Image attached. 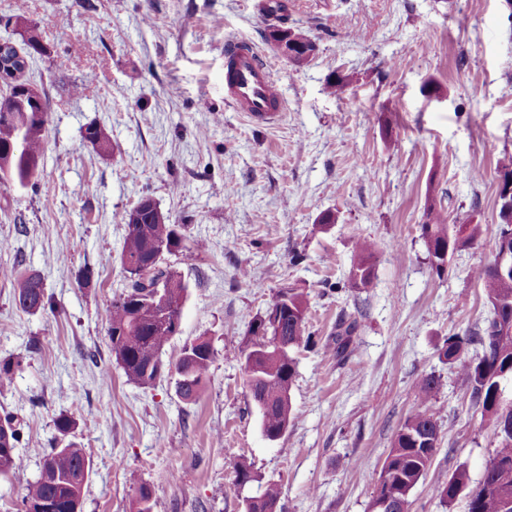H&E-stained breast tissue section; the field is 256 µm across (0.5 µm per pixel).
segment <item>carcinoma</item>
I'll return each instance as SVG.
<instances>
[{
  "mask_svg": "<svg viewBox=\"0 0 512 512\" xmlns=\"http://www.w3.org/2000/svg\"><path fill=\"white\" fill-rule=\"evenodd\" d=\"M35 50L16 49L0 54V71L22 68L18 55L29 59ZM43 104L27 103V111L0 113V185L24 188L32 183L43 152L46 109L49 101L41 95ZM84 140L103 152L111 148V138L105 128L89 125ZM496 224L468 221L448 224L442 211L429 208L426 221L420 225L421 236L432 258V268L441 275L446 271L438 252L452 255L475 243L489 240L492 252H500L505 237L512 233V221L504 210L498 212ZM127 234L121 253L124 272L137 270L147 273L146 283L126 288L112 301L107 333L112 357L127 380L143 387L152 385L165 369H175L179 375L177 393L185 401L195 400L202 391L213 361L209 339L199 337L186 344L176 363L163 360L164 350L175 335L174 324L180 323L187 287L166 265V255L182 248L181 227L168 222L156 202L152 201L137 214L126 213ZM166 253L159 254L158 246ZM379 252L376 241H357L349 280L355 288H369L374 279L372 260ZM490 316L484 327L448 337L440 357L458 369L471 389V405L487 418L497 441L494 454L486 463L481 479L470 485L464 469H458L435 487L439 499L452 503L467 487V512H502V494L512 495V401L504 399L501 382L512 379V334L503 335L499 323L512 322V273L500 274L495 262L480 272ZM162 284L165 303L148 299L152 287ZM16 304L25 312L54 311V304L45 293L44 280L38 273H24L16 279ZM280 312L279 324L266 318L269 309ZM307 297L291 289L279 291L268 309L250 316L244 346L240 349L246 375V387L262 416V429L270 440L279 439L291 421L290 391L296 377L294 352L311 343L306 334ZM357 321L342 320L337 325L336 354L344 355L353 344L358 331ZM440 378L430 373L421 376L415 385L413 407L398 429L385 462L375 476V483L387 480L388 491L397 509L409 505V495L423 479L439 445V424L436 397ZM22 420L12 414L0 417V475L10 474L22 483V512L50 501L55 512H81L84 486L91 472V460L85 449L74 442L53 448L43 460L39 477L29 481L21 475L15 462L20 442ZM281 487L267 485L264 494L253 500L248 512H277Z\"/></svg>",
  "mask_w": 512,
  "mask_h": 512,
  "instance_id": "1",
  "label": "carcinoma"
}]
</instances>
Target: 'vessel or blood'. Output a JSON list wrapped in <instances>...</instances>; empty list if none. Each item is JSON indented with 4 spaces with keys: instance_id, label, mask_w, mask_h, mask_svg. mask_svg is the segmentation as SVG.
Here are the masks:
<instances>
[{
    "instance_id": "b4317fda",
    "label": "vessel or blood",
    "mask_w": 512,
    "mask_h": 512,
    "mask_svg": "<svg viewBox=\"0 0 512 512\" xmlns=\"http://www.w3.org/2000/svg\"><path fill=\"white\" fill-rule=\"evenodd\" d=\"M224 98L235 111L259 125L273 122L286 107L269 66L244 39L224 47Z\"/></svg>"
}]
</instances>
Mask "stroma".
Wrapping results in <instances>:
<instances>
[{
  "instance_id": "obj_1",
  "label": "stroma",
  "mask_w": 512,
  "mask_h": 512,
  "mask_svg": "<svg viewBox=\"0 0 512 512\" xmlns=\"http://www.w3.org/2000/svg\"><path fill=\"white\" fill-rule=\"evenodd\" d=\"M0 0L45 47L25 80L50 104L33 185L0 188V359L20 362L0 415L22 418L16 465L40 473L66 414L92 469L82 512H246L279 484L281 512H367L379 471L413 405L419 377L441 381L440 442L409 512H466L437 482L478 481L496 447L491 427L439 350L489 313L481 269L490 245L454 253L437 275L420 235L428 207L449 223L498 220L499 158L512 154V6L507 0ZM317 46L288 60L271 27ZM251 41L287 101L275 125L250 123L224 100V44ZM345 77L343 95L328 83ZM103 126L104 155L82 139ZM152 197L186 225L194 261L167 264L187 285L164 358L204 336L215 355L192 402L176 375L149 388L114 367L107 336L126 278L123 216ZM334 223L320 224L325 212ZM382 243L374 285L349 287L360 238ZM94 277L81 285L78 276ZM44 279L55 309L14 301L18 272ZM308 299L309 347L296 354L292 418L265 437L239 355L250 314L278 291ZM359 330L335 355L340 316ZM109 377H102V369ZM253 471L246 486L234 468Z\"/></svg>"
}]
</instances>
